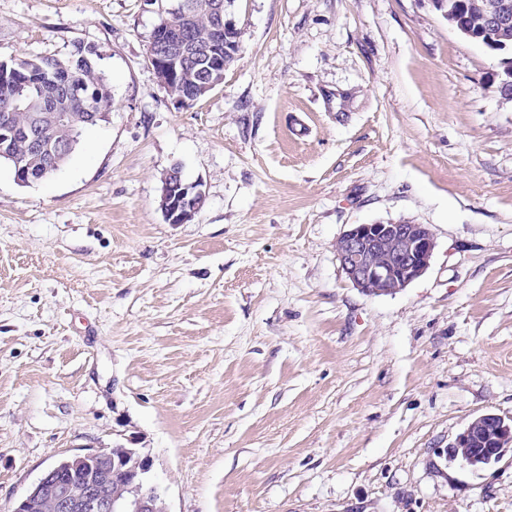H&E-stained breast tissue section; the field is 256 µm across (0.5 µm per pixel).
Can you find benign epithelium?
Masks as SVG:
<instances>
[{"label": "benign epithelium", "instance_id": "1", "mask_svg": "<svg viewBox=\"0 0 512 512\" xmlns=\"http://www.w3.org/2000/svg\"><path fill=\"white\" fill-rule=\"evenodd\" d=\"M164 17L176 18L180 25L169 33L158 25L148 46L154 74L167 94L176 102L190 104L176 92V62L186 67L183 59L188 50L216 58L215 67L226 68L238 57L241 29L237 27L230 0H210L208 28L204 44L188 35L195 32L194 6L189 0H170L161 7ZM457 9L448 4V21L464 37L482 38L485 46L503 50L501 34L512 26V3L506 2L484 15L482 32L474 34L462 25ZM76 96L65 81L41 94L27 98V113L33 133L24 140L28 153L45 156L49 170L59 167L67 151V143L58 134L76 123L68 106ZM203 197L198 184L187 181L178 167L167 173L160 208L170 224H185L200 210ZM435 248L430 227L411 221H377L354 224L336 241V253L342 269L354 287L369 295L396 293L421 277L429 268ZM484 440L500 452L512 447V419L497 414H484L473 419L452 444L468 448L472 441ZM126 475L123 488L112 491L101 478L103 463ZM153 460L138 448L118 456L110 451L89 450L76 453L53 464L28 493L16 501L10 512H168L164 494L153 477Z\"/></svg>", "mask_w": 512, "mask_h": 512}]
</instances>
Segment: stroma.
<instances>
[{"mask_svg": "<svg viewBox=\"0 0 512 512\" xmlns=\"http://www.w3.org/2000/svg\"><path fill=\"white\" fill-rule=\"evenodd\" d=\"M237 60L182 105L150 0H0V61L91 53L105 117L51 177L0 164V512L140 448L170 512H512V101L432 0H236ZM179 166L203 203L168 223ZM429 225L426 273L354 288V224ZM475 439L489 441L490 448H499L498 457H500L503 452L512 447V419L506 421L497 414H484L473 419L455 442L448 447L450 449L448 456L468 465V456L473 454V447L470 445Z\"/></svg>", "mask_w": 512, "mask_h": 512, "instance_id": "1", "label": "stroma"}]
</instances>
